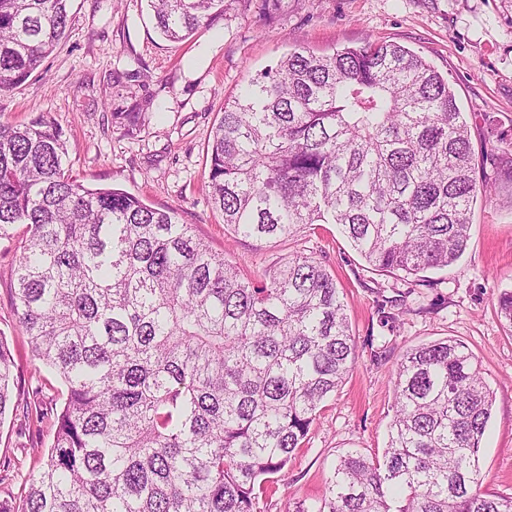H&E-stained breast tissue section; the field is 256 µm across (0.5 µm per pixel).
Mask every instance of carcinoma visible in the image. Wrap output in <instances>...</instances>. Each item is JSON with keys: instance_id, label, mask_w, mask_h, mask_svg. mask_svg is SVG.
I'll list each match as a JSON object with an SVG mask.
<instances>
[{"instance_id": "carcinoma-1", "label": "carcinoma", "mask_w": 512, "mask_h": 512, "mask_svg": "<svg viewBox=\"0 0 512 512\" xmlns=\"http://www.w3.org/2000/svg\"><path fill=\"white\" fill-rule=\"evenodd\" d=\"M181 41L224 0H150ZM71 0H0V91L29 78L65 37ZM55 122L0 123V238L27 226L11 269L33 355L66 397L48 453L0 512H254L355 361L344 302L309 256L257 278L191 224L66 168ZM476 156L455 95L394 43L317 56L294 50L224 108L209 151L225 228L256 241L338 224L380 272L417 275L465 252L474 200L512 163ZM493 176L477 181L476 167ZM512 331V291L497 298ZM0 339V423L21 407ZM493 398L457 340L406 351L382 456L338 458L316 509L512 512L481 492Z\"/></svg>"}]
</instances>
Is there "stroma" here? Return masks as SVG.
Listing matches in <instances>:
<instances>
[{
	"label": "stroma",
	"mask_w": 512,
	"mask_h": 512,
	"mask_svg": "<svg viewBox=\"0 0 512 512\" xmlns=\"http://www.w3.org/2000/svg\"><path fill=\"white\" fill-rule=\"evenodd\" d=\"M368 42L421 56L447 79L475 150L512 158V0H224L222 19L179 43L159 34L148 0H73L66 38L25 83L0 92L1 122L44 114L63 128L79 181L175 212L245 276L302 254L335 278L355 362L255 512L317 505L341 455L382 454L401 355L448 338L469 347L493 394L481 489L512 497V332L496 305L512 291L511 183L478 197L462 257L419 276L374 270L335 224L288 239L235 237L211 204L207 146L239 88L291 49L323 55ZM25 238L18 224L0 239V336L14 357L16 388L45 414L13 413L0 423V499L24 495L34 464L28 451L49 447L55 427L47 412L66 394L32 356L14 315L10 270ZM384 296L395 301L386 325L378 314Z\"/></svg>",
	"instance_id": "stroma-1"
}]
</instances>
